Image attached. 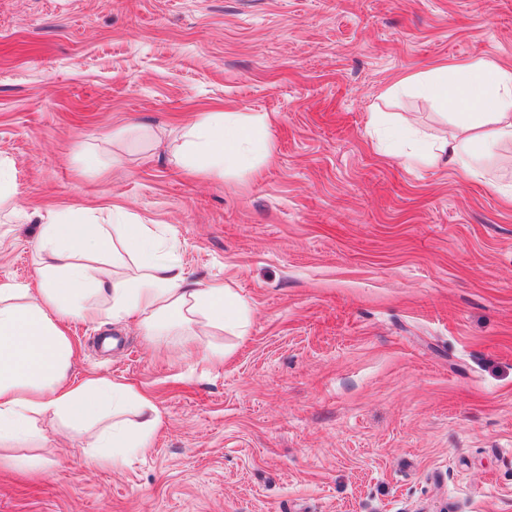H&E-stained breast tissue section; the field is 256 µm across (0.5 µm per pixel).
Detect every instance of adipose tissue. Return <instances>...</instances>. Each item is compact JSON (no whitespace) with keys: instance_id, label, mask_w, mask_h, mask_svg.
Here are the masks:
<instances>
[{"instance_id":"adipose-tissue-1","label":"adipose tissue","mask_w":512,"mask_h":512,"mask_svg":"<svg viewBox=\"0 0 512 512\" xmlns=\"http://www.w3.org/2000/svg\"><path fill=\"white\" fill-rule=\"evenodd\" d=\"M402 83L449 110L455 127L448 138L425 143L420 158L446 163L470 179L483 176L482 158L512 137V68L478 58L411 74ZM268 125L264 116L200 113L186 125L175 158L218 174L252 169L257 157L271 154L255 141ZM125 218L120 209L80 219L49 215L39 245L51 260L41 267L37 286L0 282V444L33 435L43 420L59 419L77 430L97 423L101 429L88 455L118 467L143 453L162 428V414L129 384L101 376L71 380V320L133 317L150 338L166 326L194 336L224 330L246 336L250 307L244 298L226 285L191 280L182 266L158 257L151 225ZM107 251L117 269L124 256L137 259L136 274L110 275L94 266L93 258Z\"/></svg>"}]
</instances>
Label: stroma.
Here are the masks:
<instances>
[{"label":"stroma","instance_id":"35a3bbf8","mask_svg":"<svg viewBox=\"0 0 512 512\" xmlns=\"http://www.w3.org/2000/svg\"><path fill=\"white\" fill-rule=\"evenodd\" d=\"M512 66V0H0V281L34 284L49 213L119 207L228 284L248 334L75 322L70 374L148 393L143 455L87 462L40 422L0 512H512V144L468 180L393 159L369 123L449 127L401 77ZM266 115L258 171L191 175L196 113Z\"/></svg>","mask_w":512,"mask_h":512}]
</instances>
